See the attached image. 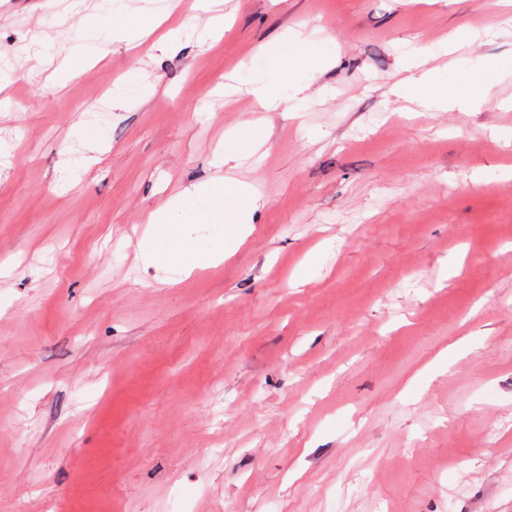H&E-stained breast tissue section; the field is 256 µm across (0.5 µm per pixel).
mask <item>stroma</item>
<instances>
[{
	"label": "stroma",
	"mask_w": 512,
	"mask_h": 512,
	"mask_svg": "<svg viewBox=\"0 0 512 512\" xmlns=\"http://www.w3.org/2000/svg\"><path fill=\"white\" fill-rule=\"evenodd\" d=\"M70 2L0 0V512H512V70L398 91L512 55V0ZM228 177L245 242L146 261ZM457 75L452 73L441 82H435L427 74L414 79L402 88V93L408 92L417 103L427 109L438 112L448 111L459 104L458 101L448 97V85L454 83ZM199 195L206 199L205 209L188 216L180 208H168L165 213L151 220L152 228L166 224L215 223V216L218 213L222 215L225 224H251L249 209L256 201L254 187L246 184H234L229 185L226 192L223 189L206 187ZM228 197L232 198L231 204L228 202Z\"/></svg>",
	"instance_id": "obj_1"
}]
</instances>
